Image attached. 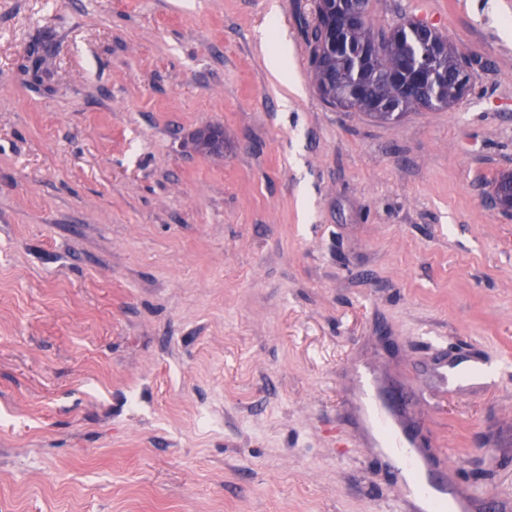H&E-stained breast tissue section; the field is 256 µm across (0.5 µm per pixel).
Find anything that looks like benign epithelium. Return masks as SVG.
I'll list each match as a JSON object with an SVG mask.
<instances>
[{
  "label": "benign epithelium",
  "instance_id": "7a95c632",
  "mask_svg": "<svg viewBox=\"0 0 512 512\" xmlns=\"http://www.w3.org/2000/svg\"><path fill=\"white\" fill-rule=\"evenodd\" d=\"M322 16L333 18V34L325 45V52L336 55V59H352L361 66H371L384 60L390 52L391 36L397 32L396 27L389 28L388 36L376 37L357 50L352 49L349 32L354 26L368 24V10L360 5L351 6L344 0H325L321 3ZM444 52L434 40L427 42L426 50L408 70H403L393 77L399 89L397 97L374 104L376 112H401L405 100L412 97L419 84L435 75V70L443 63ZM194 148L214 156L224 155V130L218 126L206 124L200 127L193 137Z\"/></svg>",
  "mask_w": 512,
  "mask_h": 512
}]
</instances>
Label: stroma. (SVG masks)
<instances>
[{"instance_id":"obj_1","label":"stroma","mask_w":512,"mask_h":512,"mask_svg":"<svg viewBox=\"0 0 512 512\" xmlns=\"http://www.w3.org/2000/svg\"><path fill=\"white\" fill-rule=\"evenodd\" d=\"M315 12L0 0V512H400L364 366L512 502V0H370L473 61L386 123L319 95ZM266 67L275 77H282L288 68V45L283 39L265 49ZM425 94L429 97L437 98L440 103L436 107L439 108L447 107L448 101L453 102L457 99L454 94L453 81L448 77L447 82L441 75L427 85ZM193 144L198 152L223 157L224 130L221 127L206 124L195 132Z\"/></svg>"}]
</instances>
